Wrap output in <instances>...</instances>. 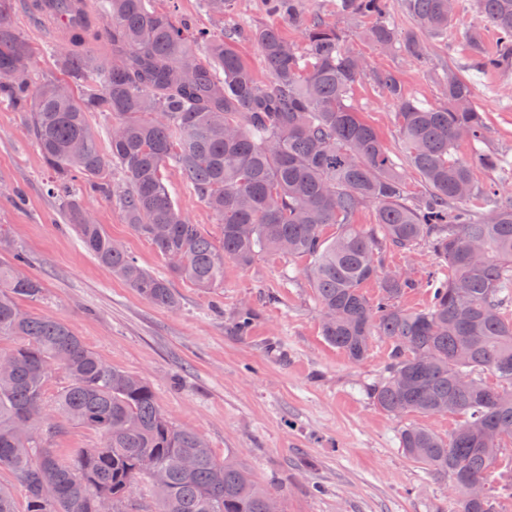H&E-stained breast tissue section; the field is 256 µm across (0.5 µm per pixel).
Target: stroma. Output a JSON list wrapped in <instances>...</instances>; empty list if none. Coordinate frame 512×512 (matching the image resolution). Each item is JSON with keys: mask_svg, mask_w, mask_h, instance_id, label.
<instances>
[{"mask_svg": "<svg viewBox=\"0 0 512 512\" xmlns=\"http://www.w3.org/2000/svg\"><path fill=\"white\" fill-rule=\"evenodd\" d=\"M337 2L305 0L304 16L339 23L347 47L368 69L393 71L423 106L446 105L441 81L447 70L469 78L473 101L486 118L489 149L512 157V70H474L465 33L477 31L489 53L498 42L496 30L479 23L474 0H457L451 28L427 38L422 62L362 39L366 21L339 16ZM236 5L238 29L227 41L260 81H268L247 33L276 18L263 0ZM13 20L33 49L34 73L63 78V44L44 40L21 11H14ZM353 104L392 157H400L395 103L366 76L353 90ZM166 184L190 223L220 241L215 215L176 168L168 169ZM79 198L141 267L166 274L165 260L132 231L113 200L85 186ZM0 227L6 246L26 257L25 273L44 287L42 299L22 301V308L63 320L106 363L146 378L167 418L203 435L217 456L234 455L279 499L282 512H458L461 491L407 458L399 444L405 426L418 424L445 438L457 418L392 417L377 408L369 388L386 373L390 343L373 337L359 361L328 344L307 260L264 255L248 267L228 260L223 287L205 290L175 278L178 305L151 304L84 249L64 218L22 113L6 106H0ZM383 264L416 282L400 299L402 308L429 306L425 274L438 261L427 246L410 253L388 250ZM245 305L253 320L241 332L236 322Z\"/></svg>", "mask_w": 512, "mask_h": 512, "instance_id": "35a3bbf8", "label": "stroma"}]
</instances>
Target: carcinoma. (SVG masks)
<instances>
[{"label": "carcinoma", "instance_id": "obj_1", "mask_svg": "<svg viewBox=\"0 0 512 512\" xmlns=\"http://www.w3.org/2000/svg\"><path fill=\"white\" fill-rule=\"evenodd\" d=\"M14 0H0V71L31 47L12 22ZM154 0H99L92 22L68 29L60 65L65 80L39 82L32 71L0 83V104L25 115L27 130L53 172L54 191L82 246L150 303L172 308L168 277L198 288L224 286V260L250 266L261 253L309 260L307 277L319 304L322 335L350 359L364 358L371 337L391 343L386 376L369 388L373 402L393 417L450 414L459 426L444 439L425 427L400 433V448L432 474L487 487L483 499L460 501V512H498L512 496V196L475 184L473 162L502 165L485 152L486 124L473 103L471 83L450 70L443 78L448 105L426 108L408 96L394 72L373 81L397 104L402 143L397 163L376 130L352 103L363 70L343 44L337 25L302 21V0H266L290 25H304L297 48L280 28L251 32L271 74L259 81L224 40L190 31L156 9ZM391 0H341L339 10L371 21L364 36L380 48L425 59L417 33L439 37L453 15L448 0H400L415 31L401 34L389 21ZM222 21L234 0H203ZM479 21L497 30L499 46L473 44L474 66L512 67V0H476ZM104 38L111 60L84 51ZM204 47L206 58L197 57ZM82 86L74 95L72 85ZM112 118L102 149L89 114ZM465 141L470 160L457 154ZM175 167L222 226L215 244L171 199L165 170ZM425 192L409 200L405 169ZM115 199L133 231L167 261L168 276L142 268L83 208L76 177ZM376 223L353 224L364 205ZM335 227L332 237L324 231ZM424 244L448 269L436 281L430 306L407 311L399 299L415 282L381 271L388 249ZM25 259H0V340H18L0 372V472L25 489L23 507L0 485V512H132L134 485L146 481L154 512H265L272 496L235 458H218L197 432L179 428L160 411L146 379L103 362L64 321L22 309L43 287L22 275ZM380 281L370 301L364 285ZM65 384L54 409L65 421L102 437L97 448H74L63 459L51 447L57 425L45 413L55 373ZM490 373L493 387L482 379ZM501 434L485 443L472 432ZM184 456L196 463L185 470ZM500 461L499 482L489 480Z\"/></svg>", "mask_w": 512, "mask_h": 512}]
</instances>
